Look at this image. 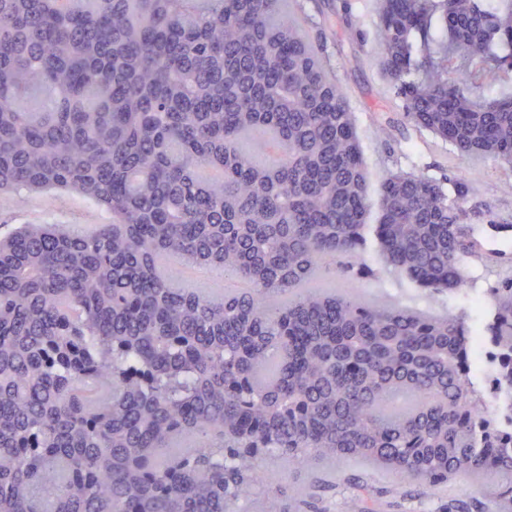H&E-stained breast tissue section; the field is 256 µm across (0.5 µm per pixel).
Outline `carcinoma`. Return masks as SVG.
I'll return each mask as SVG.
<instances>
[{"label":"carcinoma","instance_id":"carcinoma-1","mask_svg":"<svg viewBox=\"0 0 512 512\" xmlns=\"http://www.w3.org/2000/svg\"><path fill=\"white\" fill-rule=\"evenodd\" d=\"M284 0H0V195L62 190L112 220H0V512H288L256 440L290 468L364 461L446 512H512V415L486 407L465 312L431 318L312 285L371 206L353 112ZM408 115L463 159L512 170V0H379ZM39 91L36 111L23 103ZM270 133L268 159L245 147ZM466 183L381 184L386 265L462 290ZM221 268L209 295L158 269ZM512 392V274L486 289ZM281 296L274 306L269 298Z\"/></svg>","mask_w":512,"mask_h":512}]
</instances>
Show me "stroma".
I'll return each instance as SVG.
<instances>
[{"mask_svg": "<svg viewBox=\"0 0 512 512\" xmlns=\"http://www.w3.org/2000/svg\"><path fill=\"white\" fill-rule=\"evenodd\" d=\"M342 2L300 0L295 19L310 34L321 33L326 38L328 69L343 88L354 115L372 190H379L382 178L390 172L421 170L441 178L465 169V207L493 216V223L483 226L482 239L495 259L472 262L467 292L430 290L388 267L370 232L362 246L321 262L316 282L339 291L356 284L369 302L394 304L433 317L462 309L469 315L468 327H475L484 315L472 305V296H485L489 283L512 273V171L488 157L460 158L451 146L415 125L394 94L383 62L378 0H350L353 28L349 31L337 15ZM265 467L272 485L285 493L326 494L328 512H441L451 500L476 496L492 487L490 480L461 475L449 482L441 499L416 496L406 500L402 494L409 490V483L365 462L330 464L319 460L310 469L298 470L269 461ZM352 474L358 475L359 482L350 487L345 478Z\"/></svg>", "mask_w": 512, "mask_h": 512, "instance_id": "35a3bbf8", "label": "stroma"}]
</instances>
